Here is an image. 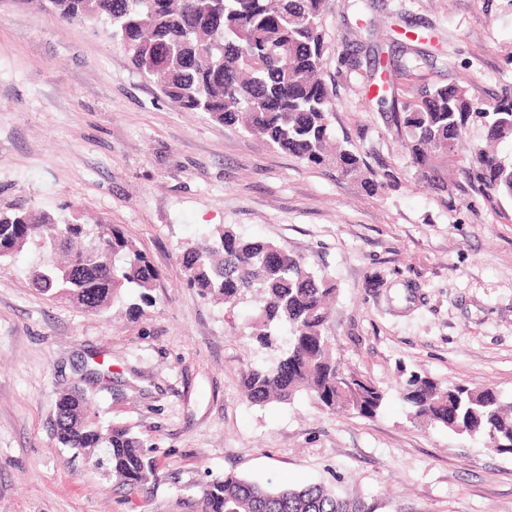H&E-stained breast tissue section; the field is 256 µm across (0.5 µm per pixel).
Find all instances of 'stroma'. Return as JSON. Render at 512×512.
I'll use <instances>...</instances> for the list:
<instances>
[{
	"label": "stroma",
	"instance_id": "obj_1",
	"mask_svg": "<svg viewBox=\"0 0 512 512\" xmlns=\"http://www.w3.org/2000/svg\"><path fill=\"white\" fill-rule=\"evenodd\" d=\"M326 24L333 130L397 179L373 195L179 111L100 24L0 0V210L118 225L161 274L155 305L99 317L31 288L30 253L0 265V512H198L202 486L228 473L322 483L378 512H512V455L411 422L397 393L415 371L512 398V199H485L459 155L447 187L420 183L391 113L366 104L381 59L408 61L390 82L399 104L424 83L485 104L512 94V0H329ZM224 225L335 282L336 353L386 392L376 417L243 397L242 372L264 358L251 305L201 296L179 261ZM76 386L146 439L160 468L146 492L59 447L56 401Z\"/></svg>",
	"mask_w": 512,
	"mask_h": 512
}]
</instances>
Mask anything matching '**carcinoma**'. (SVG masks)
Listing matches in <instances>:
<instances>
[{
  "instance_id": "cac0c4a2",
  "label": "carcinoma",
  "mask_w": 512,
  "mask_h": 512,
  "mask_svg": "<svg viewBox=\"0 0 512 512\" xmlns=\"http://www.w3.org/2000/svg\"><path fill=\"white\" fill-rule=\"evenodd\" d=\"M60 20L107 25L121 31L134 66L157 80L180 111L203 112L226 126L263 138L309 165H332L369 192L392 186L394 175L371 169L350 141L335 139L334 94L322 77L330 46L327 0H23ZM416 176L439 182L448 155L457 153L471 124L482 143L465 158L467 171L489 198H512V96L475 101L458 84H422L413 101L394 113ZM30 250L29 283L40 293L102 315L116 303L132 312L156 302L157 268L114 224L62 222L44 212L31 217L18 206L0 211V263ZM187 283L203 296L234 305L253 303L249 336L268 360L241 376L255 405L310 395L331 412L373 418L386 392L340 369L329 334L336 284L275 243L244 238L230 227L205 231L180 254ZM399 395L415 420L483 440L494 435L512 454V402L492 386H443L410 374ZM54 435L64 448H104L118 487L141 493L159 466L144 452L145 439L104 424L92 400L78 390L56 403ZM200 512H375L361 498L346 499L313 483L265 487L227 474L202 489Z\"/></svg>"
}]
</instances>
